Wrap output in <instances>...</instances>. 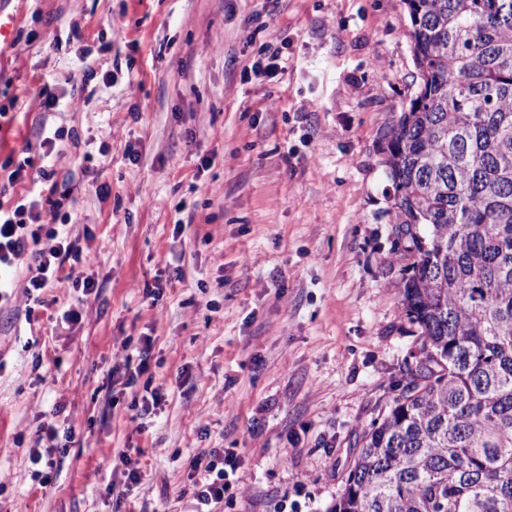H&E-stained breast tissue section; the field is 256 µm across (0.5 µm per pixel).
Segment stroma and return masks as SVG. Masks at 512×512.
I'll return each instance as SVG.
<instances>
[{
	"label": "stroma",
	"instance_id": "1",
	"mask_svg": "<svg viewBox=\"0 0 512 512\" xmlns=\"http://www.w3.org/2000/svg\"><path fill=\"white\" fill-rule=\"evenodd\" d=\"M4 9L17 33L0 47V101L17 107L0 165L44 132H78L56 168L75 274L96 290L56 286L31 315L19 291L0 306V512H113L121 451L143 466L133 512H189L188 462L208 448L239 451L224 512H327L356 436L419 355L385 164L416 89L404 0ZM265 45L288 58L272 78ZM145 334L169 397L139 425L110 374L120 340ZM48 424L74 438L44 488L28 450Z\"/></svg>",
	"mask_w": 512,
	"mask_h": 512
}]
</instances>
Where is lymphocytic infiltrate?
<instances>
[{
	"instance_id": "lymphocytic-infiltrate-1",
	"label": "lymphocytic infiltrate",
	"mask_w": 512,
	"mask_h": 512,
	"mask_svg": "<svg viewBox=\"0 0 512 512\" xmlns=\"http://www.w3.org/2000/svg\"><path fill=\"white\" fill-rule=\"evenodd\" d=\"M68 135V130L56 128L40 142V162L23 157L7 175L8 185L22 186L23 191L0 199V300L10 299L19 287L27 300L40 304L43 291L62 282L65 263L81 258L80 247L59 222L62 203L56 198L52 154L56 142ZM39 437L46 446L30 449L29 461L45 487L52 482L50 470L56 465V455L65 453L74 431L44 426ZM238 464V452L233 448H212L192 457L187 477L192 483L193 512H218L233 486Z\"/></svg>"
}]
</instances>
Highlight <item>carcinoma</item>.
Instances as JSON below:
<instances>
[{"mask_svg":"<svg viewBox=\"0 0 512 512\" xmlns=\"http://www.w3.org/2000/svg\"><path fill=\"white\" fill-rule=\"evenodd\" d=\"M405 2L387 164L420 358L328 512H512V0Z\"/></svg>","mask_w":512,"mask_h":512,"instance_id":"cac0c4a2","label":"carcinoma"}]
</instances>
